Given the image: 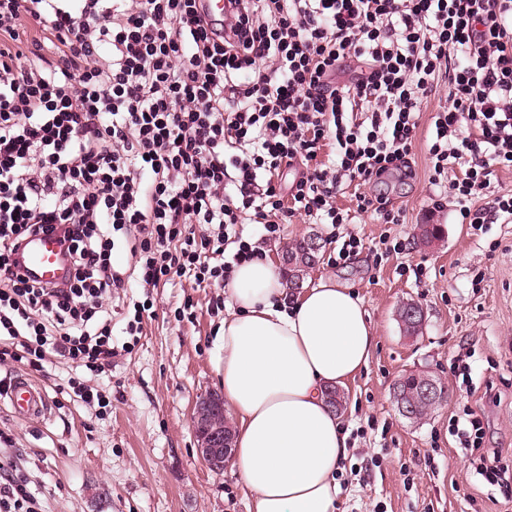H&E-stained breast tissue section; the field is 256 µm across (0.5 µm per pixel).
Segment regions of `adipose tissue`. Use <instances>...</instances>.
I'll list each match as a JSON object with an SVG mask.
<instances>
[{"label":"adipose tissue","instance_id":"ef3b65f1","mask_svg":"<svg viewBox=\"0 0 512 512\" xmlns=\"http://www.w3.org/2000/svg\"><path fill=\"white\" fill-rule=\"evenodd\" d=\"M225 291L220 391L250 512H336L348 435L325 392L353 380L374 347L360 298L333 277L287 287L263 251Z\"/></svg>","mask_w":512,"mask_h":512}]
</instances>
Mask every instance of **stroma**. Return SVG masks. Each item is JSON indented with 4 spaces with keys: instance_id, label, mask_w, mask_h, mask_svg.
Instances as JSON below:
<instances>
[{
    "instance_id": "1",
    "label": "stroma",
    "mask_w": 512,
    "mask_h": 512,
    "mask_svg": "<svg viewBox=\"0 0 512 512\" xmlns=\"http://www.w3.org/2000/svg\"><path fill=\"white\" fill-rule=\"evenodd\" d=\"M439 106L436 94L422 101L418 176L391 193L404 223L386 224L371 212L357 216L348 229L364 245L347 259H338L340 244L325 224L296 217L276 239L258 225L243 226L245 238L273 256L318 235L323 248L305 284L332 275L353 287L375 328L369 363L344 390L350 448L338 512H512V489L482 485L474 472L478 451L459 448L448 433L449 419L466 402L455 359L468 352L477 387L493 383L500 395L480 403L484 445L499 450L501 466L512 472V223L476 231L452 204L433 209L425 138ZM428 220L443 230L431 247L417 240ZM385 242L395 249L383 255ZM224 298L223 288L200 287L189 276L121 293V301L149 304L152 313L129 353L97 378L107 408L57 392L69 372L57 357L29 374L46 388V415L18 419L0 404V429L13 438L8 451L44 492L46 512H248L241 480L203 462L190 422L199 397L219 389ZM409 300L424 311L414 338L398 320ZM409 371L428 372L448 390L418 422L402 416L393 399L394 382ZM360 468L366 477H357Z\"/></svg>"
}]
</instances>
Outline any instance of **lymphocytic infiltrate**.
I'll list each match as a JSON object with an SVG mask.
<instances>
[{
	"label": "lymphocytic infiltrate",
	"mask_w": 512,
	"mask_h": 512,
	"mask_svg": "<svg viewBox=\"0 0 512 512\" xmlns=\"http://www.w3.org/2000/svg\"><path fill=\"white\" fill-rule=\"evenodd\" d=\"M228 4L218 24L200 0H0V365H111L112 295L129 281L112 253L128 230L142 287L188 273L224 287L254 257L244 221L270 238L297 214L346 223L335 199L353 183L357 213L403 223L374 187L415 177L420 105L442 87L433 207L512 223L511 191L483 199L494 167H512V0ZM38 233L60 238L63 284L18 261ZM448 432L480 449L487 484L512 485L476 410ZM0 512H45L7 458Z\"/></svg>",
	"instance_id": "f902f5d3"
}]
</instances>
